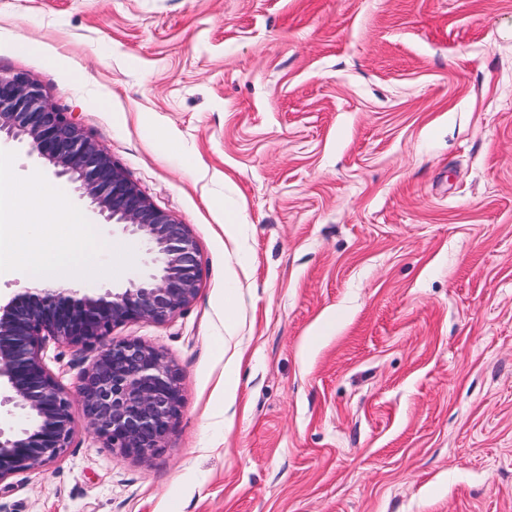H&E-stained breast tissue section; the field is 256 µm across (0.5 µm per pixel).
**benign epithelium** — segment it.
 <instances>
[{"label": "benign epithelium", "instance_id": "benign-epithelium-1", "mask_svg": "<svg viewBox=\"0 0 512 512\" xmlns=\"http://www.w3.org/2000/svg\"><path fill=\"white\" fill-rule=\"evenodd\" d=\"M2 140L28 144L105 223L144 241L154 272L134 275L117 292L36 288L0 305V386L6 392L0 404L23 417L13 429L0 428V483L50 464L71 446L75 400L105 447L148 458L164 447L179 419V373L154 347L116 340L112 332L130 321L166 323L194 300L203 266L189 225L157 208L73 116L23 75L0 74ZM49 341L96 351L78 375L76 392L46 367L42 352Z\"/></svg>", "mask_w": 512, "mask_h": 512}]
</instances>
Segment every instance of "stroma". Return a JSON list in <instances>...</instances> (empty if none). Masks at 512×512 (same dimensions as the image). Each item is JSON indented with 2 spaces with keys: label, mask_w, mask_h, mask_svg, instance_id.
I'll return each mask as SVG.
<instances>
[{
  "label": "stroma",
  "mask_w": 512,
  "mask_h": 512,
  "mask_svg": "<svg viewBox=\"0 0 512 512\" xmlns=\"http://www.w3.org/2000/svg\"><path fill=\"white\" fill-rule=\"evenodd\" d=\"M0 73L73 113L203 264L180 315L113 332L180 372L164 448L113 454L73 405L70 448L0 512H512V0H0ZM35 176L96 242L71 287L152 273L0 145V183ZM93 356L43 351L70 390Z\"/></svg>",
  "instance_id": "1"
}]
</instances>
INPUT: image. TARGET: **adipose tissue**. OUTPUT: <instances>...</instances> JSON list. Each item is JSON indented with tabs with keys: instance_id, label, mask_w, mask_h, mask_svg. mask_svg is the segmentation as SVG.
Returning <instances> with one entry per match:
<instances>
[{
	"instance_id": "ef3b65f1",
	"label": "adipose tissue",
	"mask_w": 512,
	"mask_h": 512,
	"mask_svg": "<svg viewBox=\"0 0 512 512\" xmlns=\"http://www.w3.org/2000/svg\"><path fill=\"white\" fill-rule=\"evenodd\" d=\"M40 190L37 199L22 194L14 197L13 246L0 265L52 285L87 264L95 246L83 216L73 211L63 195L46 184Z\"/></svg>"
}]
</instances>
